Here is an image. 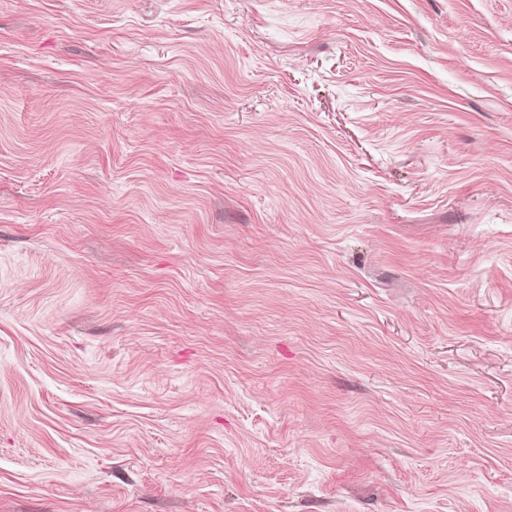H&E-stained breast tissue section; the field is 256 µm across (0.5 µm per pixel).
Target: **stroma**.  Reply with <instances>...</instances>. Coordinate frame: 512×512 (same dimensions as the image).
Here are the masks:
<instances>
[{"mask_svg":"<svg viewBox=\"0 0 512 512\" xmlns=\"http://www.w3.org/2000/svg\"><path fill=\"white\" fill-rule=\"evenodd\" d=\"M0 512H512V0H0Z\"/></svg>","mask_w":512,"mask_h":512,"instance_id":"stroma-1","label":"stroma"}]
</instances>
